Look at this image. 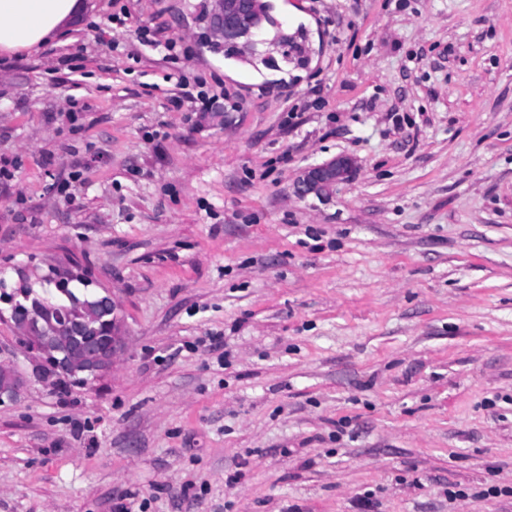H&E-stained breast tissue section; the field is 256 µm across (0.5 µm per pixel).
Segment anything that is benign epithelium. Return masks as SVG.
Instances as JSON below:
<instances>
[{"label": "benign epithelium", "instance_id": "7a95c632", "mask_svg": "<svg viewBox=\"0 0 512 512\" xmlns=\"http://www.w3.org/2000/svg\"><path fill=\"white\" fill-rule=\"evenodd\" d=\"M254 2L213 0L211 6L213 35L243 58L253 53V30L264 21L260 14L253 17L251 30L239 27V13ZM354 168V161L346 156L313 166L297 182L296 193L302 198L310 194L324 198L336 184L347 180ZM0 298L10 305L9 320L16 332L17 346L30 364V372L22 373L9 363L0 362V402L16 400L31 379L47 385L66 379L87 384L110 370L126 349L127 336L117 314L119 304L110 291L98 295L96 301L97 307L112 310V341L104 350L88 339L85 323L73 317L78 302L58 298L33 303L14 293Z\"/></svg>", "mask_w": 512, "mask_h": 512}]
</instances>
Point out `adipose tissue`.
<instances>
[{"instance_id": "adipose-tissue-1", "label": "adipose tissue", "mask_w": 512, "mask_h": 512, "mask_svg": "<svg viewBox=\"0 0 512 512\" xmlns=\"http://www.w3.org/2000/svg\"><path fill=\"white\" fill-rule=\"evenodd\" d=\"M84 0H0V53L39 48L85 10Z\"/></svg>"}]
</instances>
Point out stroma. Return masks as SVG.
<instances>
[{"label": "stroma", "mask_w": 512, "mask_h": 512, "mask_svg": "<svg viewBox=\"0 0 512 512\" xmlns=\"http://www.w3.org/2000/svg\"><path fill=\"white\" fill-rule=\"evenodd\" d=\"M268 2L301 57H225L211 0L0 54V276L128 338L0 403V512H512V0ZM354 168V161L346 156H337L313 166L297 182L296 193L302 198L310 194H314L318 198H325L337 183L350 177Z\"/></svg>", "instance_id": "obj_1"}]
</instances>
